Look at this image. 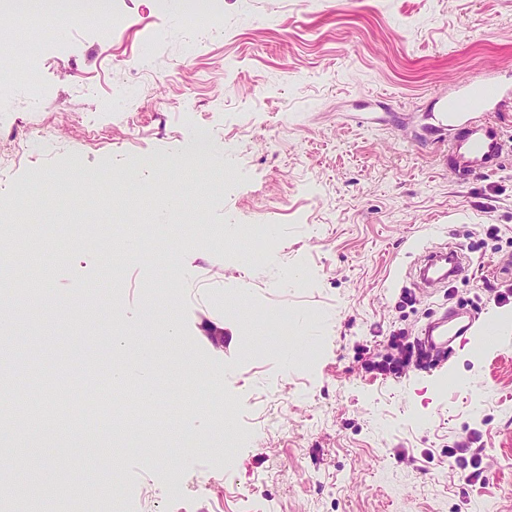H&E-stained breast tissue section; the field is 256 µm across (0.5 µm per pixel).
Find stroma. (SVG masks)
<instances>
[{
    "mask_svg": "<svg viewBox=\"0 0 512 512\" xmlns=\"http://www.w3.org/2000/svg\"><path fill=\"white\" fill-rule=\"evenodd\" d=\"M213 2L224 37L195 56L179 0H116L110 40L74 27L36 61L56 149L1 173L0 198L42 183L65 207L88 168L100 184L128 183L111 208L86 210L57 237L43 233L55 210L27 206L47 262L30 272L13 247L0 265V295L17 296L27 277L68 298L61 313L19 321L0 345V416L23 426L6 454L24 476L23 493L0 499L9 512H86L90 502L93 512H512V335L455 345L446 361L399 379L370 375L362 358L452 308L480 326L512 313L485 290L512 281V155L494 173L459 178L436 154L431 119L436 97L487 69L512 86V0ZM154 29L162 40L152 73L138 78L131 127L114 112L113 81ZM32 102L17 88L0 99V147L24 138ZM95 109L112 120L92 150L82 116ZM199 127L219 163L206 175L187 152ZM158 183L183 199L163 224L142 192ZM226 224L275 226L274 260H227L246 244L225 242ZM108 225L147 236L152 265L131 259L112 277L99 240ZM62 238L85 244L63 255ZM435 243L461 248L468 267L425 290L409 271ZM155 281L200 379L184 383L160 360L123 383L127 404L101 427L74 431L98 454L63 465L28 454L39 425L17 395L73 403L111 380L116 329L155 336L140 312ZM93 285L111 289L117 309L92 304ZM219 324L220 356L202 341ZM144 386L155 395L148 418ZM185 402L196 407L195 434L176 445L166 424ZM227 408L239 439L230 454L212 421ZM474 437L487 463L477 491L448 468L449 447ZM116 462L122 481L110 500L98 486Z\"/></svg>",
    "mask_w": 512,
    "mask_h": 512,
    "instance_id": "stroma-1",
    "label": "stroma"
}]
</instances>
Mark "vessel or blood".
Masks as SVG:
<instances>
[{
	"label": "vessel or blood",
	"mask_w": 512,
	"mask_h": 512,
	"mask_svg": "<svg viewBox=\"0 0 512 512\" xmlns=\"http://www.w3.org/2000/svg\"><path fill=\"white\" fill-rule=\"evenodd\" d=\"M511 100L512 88L492 76L461 82L455 97L439 106L434 115L435 128L442 134L446 156L456 172L489 174L501 167L506 142L490 115ZM471 329V324L459 323L454 314L448 313L440 321L426 326L421 340L439 353Z\"/></svg>",
	"instance_id": "b4317fda"
}]
</instances>
